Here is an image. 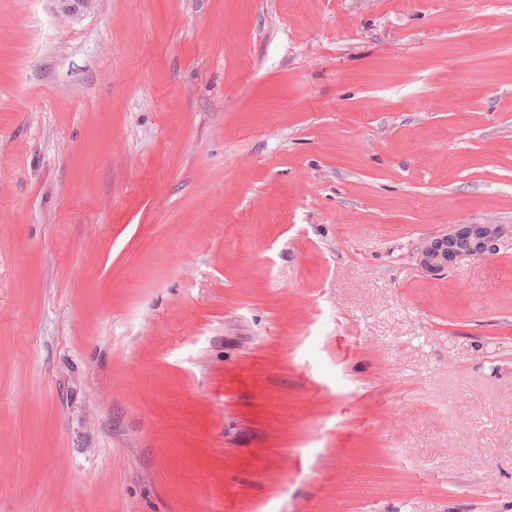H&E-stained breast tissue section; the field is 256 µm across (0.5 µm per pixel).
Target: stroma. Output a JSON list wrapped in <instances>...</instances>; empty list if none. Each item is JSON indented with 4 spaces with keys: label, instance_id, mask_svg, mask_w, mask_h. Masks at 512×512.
<instances>
[{
    "label": "stroma",
    "instance_id": "35a3bbf8",
    "mask_svg": "<svg viewBox=\"0 0 512 512\" xmlns=\"http://www.w3.org/2000/svg\"><path fill=\"white\" fill-rule=\"evenodd\" d=\"M0 512H512V0H0ZM491 234L484 224L462 225V227L451 230L441 238L430 241L424 248L426 265L433 263L438 258L442 251V245L448 249V252H468Z\"/></svg>",
    "mask_w": 512,
    "mask_h": 512
}]
</instances>
